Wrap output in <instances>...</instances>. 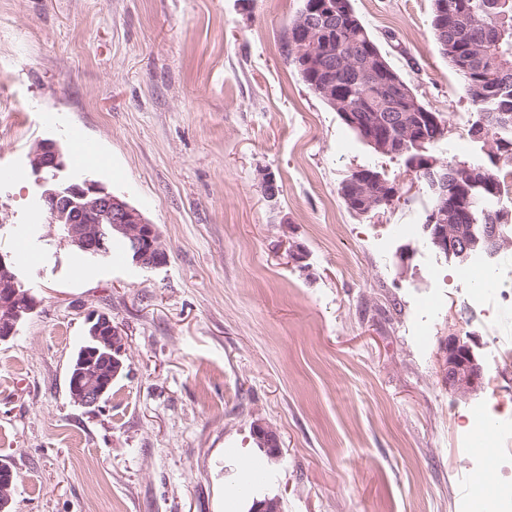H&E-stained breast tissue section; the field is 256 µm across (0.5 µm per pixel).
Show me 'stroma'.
Returning <instances> with one entry per match:
<instances>
[{"instance_id": "1", "label": "stroma", "mask_w": 512, "mask_h": 512, "mask_svg": "<svg viewBox=\"0 0 512 512\" xmlns=\"http://www.w3.org/2000/svg\"><path fill=\"white\" fill-rule=\"evenodd\" d=\"M302 0H0V252L39 301L0 342V465L11 512H469L512 487V433L483 454L476 412L512 423V245L459 262L430 248L431 206L403 159L375 153L288 61ZM448 134L479 153L462 79L438 50L432 0H352ZM79 139L65 177L91 178L153 223L167 264L86 258L50 236L32 147ZM400 193L359 215L353 171ZM278 185L268 202L261 172ZM126 339L128 376L95 410L69 395L90 311ZM471 336L484 369L462 396L441 346ZM275 430L280 454L253 426ZM253 436L266 454L270 457H277L280 453V441L277 433L268 425L255 423L253 426Z\"/></svg>"}]
</instances>
